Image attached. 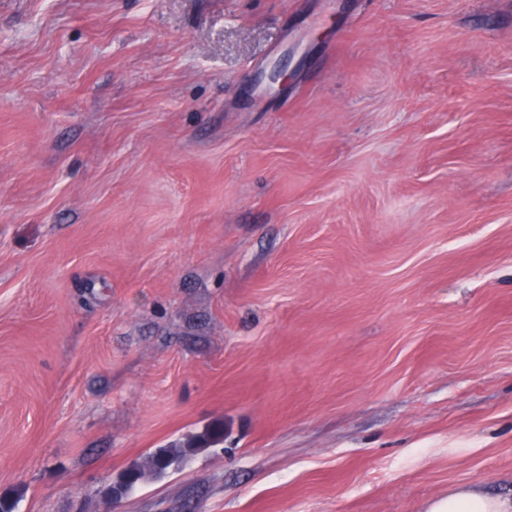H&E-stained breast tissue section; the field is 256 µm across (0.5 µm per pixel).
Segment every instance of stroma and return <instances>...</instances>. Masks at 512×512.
I'll return each instance as SVG.
<instances>
[{"label": "stroma", "mask_w": 512, "mask_h": 512, "mask_svg": "<svg viewBox=\"0 0 512 512\" xmlns=\"http://www.w3.org/2000/svg\"><path fill=\"white\" fill-rule=\"evenodd\" d=\"M206 427L123 512L512 489V0H0V496Z\"/></svg>", "instance_id": "35a3bbf8"}]
</instances>
